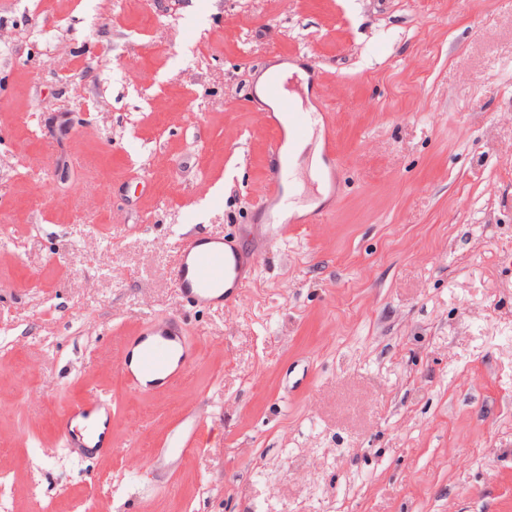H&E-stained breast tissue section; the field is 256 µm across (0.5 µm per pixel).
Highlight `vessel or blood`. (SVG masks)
Here are the masks:
<instances>
[{
  "label": "vessel or blood",
  "instance_id": "b4317fda",
  "mask_svg": "<svg viewBox=\"0 0 512 512\" xmlns=\"http://www.w3.org/2000/svg\"><path fill=\"white\" fill-rule=\"evenodd\" d=\"M281 114L287 115V128H276L269 147L270 184L273 192H280L282 185L277 177L284 163L282 147L285 142L299 141L305 129L297 115L293 100L285 93L281 78L271 79L264 89ZM180 260L175 271L181 296L198 306L220 307L230 295L227 284H242L250 266L249 254L242 247L222 237L190 233L179 245ZM137 347L135 365H122L121 373L126 385L134 390L143 389V380L153 377L157 387L168 388L185 374L193 352L186 344L179 320L171 319L161 324L147 325L132 340ZM111 411L109 400L100 399L93 404L73 406L63 418V433H70L73 421L86 418L95 410Z\"/></svg>",
  "mask_w": 512,
  "mask_h": 512
}]
</instances>
